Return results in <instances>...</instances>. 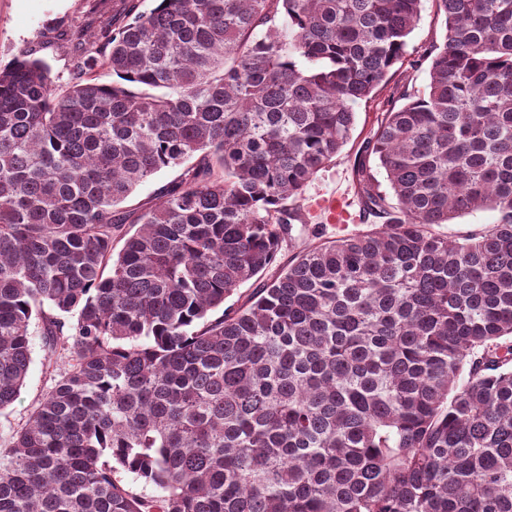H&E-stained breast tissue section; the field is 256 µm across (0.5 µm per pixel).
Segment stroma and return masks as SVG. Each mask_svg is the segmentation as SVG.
Here are the masks:
<instances>
[{"label":"stroma","instance_id":"obj_1","mask_svg":"<svg viewBox=\"0 0 512 512\" xmlns=\"http://www.w3.org/2000/svg\"><path fill=\"white\" fill-rule=\"evenodd\" d=\"M120 8V0H0V69L14 58L29 54L49 66L56 88L66 87L73 77L78 54L93 41L101 28L111 25L113 14ZM445 33L444 18L437 14L433 0H423L421 17L408 40L402 68L390 85L373 100L354 104L352 137L335 164L320 171L309 183L304 194L305 203L333 194L353 197V165L364 138L375 128L378 116L389 111L398 101L403 89L424 87L428 65L422 56L430 46L441 43ZM365 229V224L356 221L296 225L292 238L283 241L267 272L241 284L225 298V311L238 310L269 276L287 268L302 249L361 233ZM31 333V363L25 383L18 399L0 412V452L11 447L16 431L69 367L67 358L47 356L40 325H32Z\"/></svg>","mask_w":512,"mask_h":512}]
</instances>
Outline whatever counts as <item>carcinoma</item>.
Instances as JSON below:
<instances>
[{
    "label": "carcinoma",
    "mask_w": 512,
    "mask_h": 512,
    "mask_svg": "<svg viewBox=\"0 0 512 512\" xmlns=\"http://www.w3.org/2000/svg\"><path fill=\"white\" fill-rule=\"evenodd\" d=\"M122 2L66 89L38 58L0 69V410L32 321L70 358L0 454V512H512V0H433L428 82L355 167L374 228L213 319L302 221L422 0ZM176 175L177 170L174 169H166L159 172L139 185L124 205L129 209H135L134 212L140 213L154 203L160 187ZM497 220V212L479 211L456 217L448 221V224L433 225V230L440 235L461 236L489 227Z\"/></svg>",
    "instance_id": "carcinoma-1"
}]
</instances>
